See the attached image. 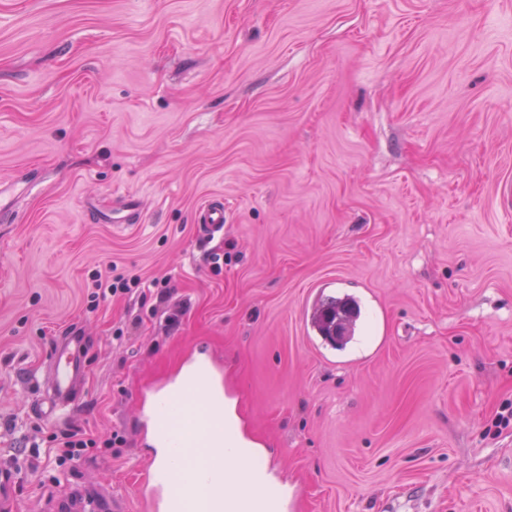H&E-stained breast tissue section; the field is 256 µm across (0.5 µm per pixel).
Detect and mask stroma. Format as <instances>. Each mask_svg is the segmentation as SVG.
<instances>
[{
  "mask_svg": "<svg viewBox=\"0 0 512 512\" xmlns=\"http://www.w3.org/2000/svg\"><path fill=\"white\" fill-rule=\"evenodd\" d=\"M0 205L13 512H139L140 398L202 353L297 512H512V0H0ZM98 272L170 301L91 304ZM344 294L338 350L307 318ZM73 329L58 424L37 380ZM76 427L125 443L51 464ZM200 231L203 235H214L224 230V202L207 200L199 207ZM85 377L84 339L72 331L57 339L51 349L39 392L41 414L44 412L56 421L70 415L83 394L82 383Z\"/></svg>",
  "mask_w": 512,
  "mask_h": 512,
  "instance_id": "1",
  "label": "stroma"
}]
</instances>
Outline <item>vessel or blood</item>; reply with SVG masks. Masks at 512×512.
I'll list each match as a JSON object with an SVG mask.
<instances>
[{
	"label": "vessel or blood",
	"instance_id": "b4317fda",
	"mask_svg": "<svg viewBox=\"0 0 512 512\" xmlns=\"http://www.w3.org/2000/svg\"><path fill=\"white\" fill-rule=\"evenodd\" d=\"M198 224L206 236L223 232V202L202 203ZM85 377L84 339L73 331L55 341L43 376L39 395L49 418L61 421L74 411ZM141 420V433L149 437L153 450L137 485L142 512H192L190 493L199 485L225 488L226 512H236V494L229 486L244 480L251 481L256 497L264 501L262 512H291L293 504L281 487L260 480L252 469L254 451L231 447L224 376L214 362L191 360L175 380L144 402ZM209 446L229 451V465H200L196 450Z\"/></svg>",
	"mask_w": 512,
	"mask_h": 512
}]
</instances>
